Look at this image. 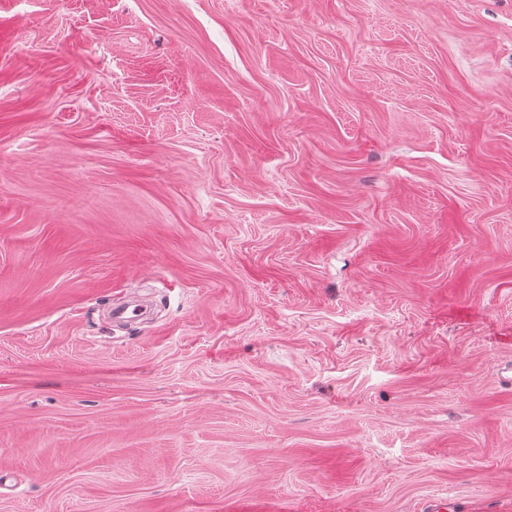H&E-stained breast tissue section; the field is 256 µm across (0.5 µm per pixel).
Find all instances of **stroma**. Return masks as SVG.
<instances>
[{
  "instance_id": "stroma-1",
  "label": "stroma",
  "mask_w": 512,
  "mask_h": 512,
  "mask_svg": "<svg viewBox=\"0 0 512 512\" xmlns=\"http://www.w3.org/2000/svg\"><path fill=\"white\" fill-rule=\"evenodd\" d=\"M435 496L512 512V0H0V512Z\"/></svg>"
}]
</instances>
